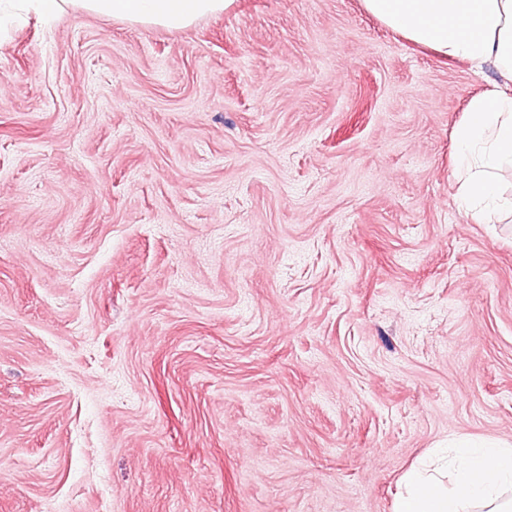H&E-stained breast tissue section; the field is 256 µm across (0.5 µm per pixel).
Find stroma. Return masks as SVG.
Returning <instances> with one entry per match:
<instances>
[{
  "mask_svg": "<svg viewBox=\"0 0 512 512\" xmlns=\"http://www.w3.org/2000/svg\"><path fill=\"white\" fill-rule=\"evenodd\" d=\"M476 75L360 0L0 32V512H392L512 443V214Z\"/></svg>",
  "mask_w": 512,
  "mask_h": 512,
  "instance_id": "1",
  "label": "stroma"
}]
</instances>
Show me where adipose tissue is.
<instances>
[{
  "label": "adipose tissue",
  "mask_w": 512,
  "mask_h": 512,
  "mask_svg": "<svg viewBox=\"0 0 512 512\" xmlns=\"http://www.w3.org/2000/svg\"><path fill=\"white\" fill-rule=\"evenodd\" d=\"M364 10L404 39L475 74L499 78L471 96L456 130V168L465 210L495 203L498 172L512 166V0H361ZM172 30L223 13L233 0H0L7 18L51 16L64 4ZM393 512H512V445L460 443L451 469L413 468Z\"/></svg>",
  "instance_id": "obj_1"
}]
</instances>
